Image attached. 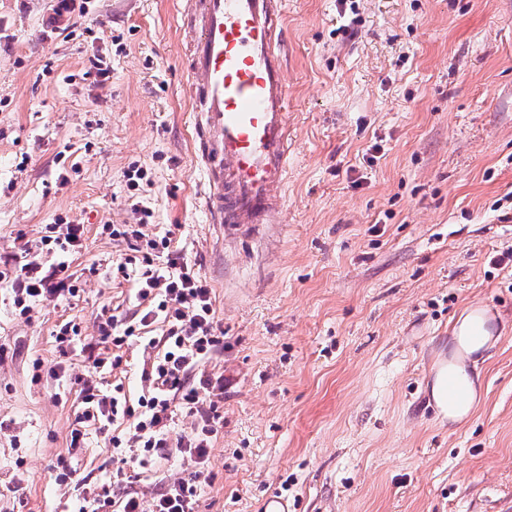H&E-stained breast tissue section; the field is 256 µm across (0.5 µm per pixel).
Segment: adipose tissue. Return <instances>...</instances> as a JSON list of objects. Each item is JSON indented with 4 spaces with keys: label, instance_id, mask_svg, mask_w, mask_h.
Listing matches in <instances>:
<instances>
[{
    "label": "adipose tissue",
    "instance_id": "obj_1",
    "mask_svg": "<svg viewBox=\"0 0 512 512\" xmlns=\"http://www.w3.org/2000/svg\"><path fill=\"white\" fill-rule=\"evenodd\" d=\"M488 316L481 311H471L459 316L452 331L454 359L448 367L461 382L464 401L459 406L446 410L449 422L458 423L465 418L477 397V385L470 365L474 355L486 349L492 341V332L488 330Z\"/></svg>",
    "mask_w": 512,
    "mask_h": 512
}]
</instances>
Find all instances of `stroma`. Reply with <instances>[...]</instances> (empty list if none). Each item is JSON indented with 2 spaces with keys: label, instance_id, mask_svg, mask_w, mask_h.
Instances as JSON below:
<instances>
[{
  "label": "stroma",
  "instance_id": "obj_1",
  "mask_svg": "<svg viewBox=\"0 0 512 512\" xmlns=\"http://www.w3.org/2000/svg\"><path fill=\"white\" fill-rule=\"evenodd\" d=\"M183 0H0V266L61 221L86 228L77 297L30 318L0 288V512H81L109 481V432L77 390L102 313L129 314L125 242L153 213L212 290L224 379L199 512H505L512 503V0H287L293 159L278 223H209L195 165ZM348 27L342 35L340 27ZM101 59L106 76L90 69ZM147 171L139 189L132 169ZM492 318L480 394L430 403L456 319ZM82 348L60 352L66 322ZM104 387L137 398L152 349ZM46 370L36 373L35 362ZM74 469L56 479L59 460ZM178 457L118 483L151 499Z\"/></svg>",
  "mask_w": 512,
  "mask_h": 512
}]
</instances>
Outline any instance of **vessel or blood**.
I'll return each instance as SVG.
<instances>
[{
  "instance_id": "1",
  "label": "vessel or blood",
  "mask_w": 512,
  "mask_h": 512,
  "mask_svg": "<svg viewBox=\"0 0 512 512\" xmlns=\"http://www.w3.org/2000/svg\"><path fill=\"white\" fill-rule=\"evenodd\" d=\"M197 160L214 224H270L289 166L286 0H184Z\"/></svg>"
}]
</instances>
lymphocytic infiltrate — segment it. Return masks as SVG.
<instances>
[{
  "mask_svg": "<svg viewBox=\"0 0 512 512\" xmlns=\"http://www.w3.org/2000/svg\"><path fill=\"white\" fill-rule=\"evenodd\" d=\"M134 224L113 226V237L123 239L129 250L119 272L138 268L137 305L131 317L114 315L98 325V340L122 348L129 338L162 322L160 338H149L157 354L144 363L145 388L137 402L123 396L122 386L103 391L90 379L80 382L85 418L108 427L117 420H132L129 437H112L113 447L131 442L138 450L139 466L150 465L164 448H174L187 466L181 477L164 485L151 499L126 493L114 499L109 487L96 495L98 512H198L201 486L207 479L209 448L219 421L215 404L206 403L204 393L223 391V377H204L197 369L204 360L223 349L224 339L216 333L212 291L189 265L182 251L172 248L170 237L149 236L145 228L153 213L138 210ZM85 228L80 224H51L39 244L25 249L15 264L0 268V285L9 288L20 315L34 305L78 295V281L68 272L63 253L81 247ZM187 408L195 418V434L186 440H171L176 407Z\"/></svg>",
  "mask_w": 512,
  "mask_h": 512,
  "instance_id": "1",
  "label": "lymphocytic infiltrate"
}]
</instances>
